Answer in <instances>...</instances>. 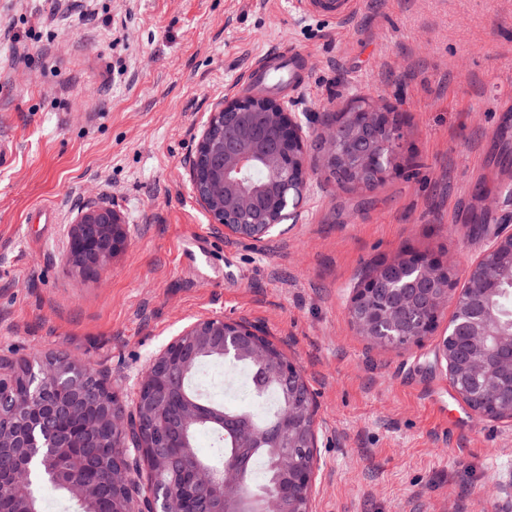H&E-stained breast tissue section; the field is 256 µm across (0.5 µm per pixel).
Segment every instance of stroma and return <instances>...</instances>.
<instances>
[{
  "label": "stroma",
  "instance_id": "obj_1",
  "mask_svg": "<svg viewBox=\"0 0 512 512\" xmlns=\"http://www.w3.org/2000/svg\"><path fill=\"white\" fill-rule=\"evenodd\" d=\"M296 48L307 131L355 98L397 107L399 170L346 190L320 155L298 224L265 243L225 235L187 172L258 57ZM512 0H357L336 26L290 0H0V360L56 349L110 380L126 413L151 357L208 316L264 329L317 409L314 512H495L512 429L476 419L438 358L452 318L404 349L359 336L352 290L422 254L457 287L512 233ZM114 208L129 240L107 267L66 264L80 210ZM201 238L213 266L183 251Z\"/></svg>",
  "mask_w": 512,
  "mask_h": 512
}]
</instances>
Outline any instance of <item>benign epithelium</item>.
I'll return each mask as SVG.
<instances>
[{"mask_svg":"<svg viewBox=\"0 0 512 512\" xmlns=\"http://www.w3.org/2000/svg\"><path fill=\"white\" fill-rule=\"evenodd\" d=\"M352 125L330 123L308 134L288 103L240 97L210 114L189 163V178L214 224L230 235L267 241L279 226L299 223L309 181L285 174L293 152L321 153L344 171L367 169L379 180L393 170L403 131L369 101L351 114ZM265 167L281 188L279 207L266 189L251 185L249 173ZM128 240L120 216L108 206L78 215L71 233V269L103 270ZM512 241L494 237L468 269L467 279L499 281L501 268L486 258ZM469 289H457L447 266L421 256L389 262L353 288L349 303L356 331L380 345H411L428 335L448 306L455 308L438 355L452 388L480 419L512 427V332H496L491 309H471ZM264 364L277 346L260 328L222 316L200 318L172 338L150 361L137 386L135 417L129 420L100 373L78 358L48 351L38 362L0 361V512H40L42 492L60 491L78 512H312L319 470L317 410L307 381L289 360L274 373L288 405L272 432V446L295 448L281 465L287 482L264 498L246 496L242 462L231 459L216 470L192 448L201 425L223 422L186 396L182 385L205 354L222 356L230 345ZM26 371V389L15 376ZM240 447L261 435L250 427L235 434ZM112 448L108 462L87 452L100 441ZM91 473L88 481L84 474Z\"/></svg>","mask_w":512,"mask_h":512,"instance_id":"7a95c632","label":"benign epithelium"}]
</instances>
